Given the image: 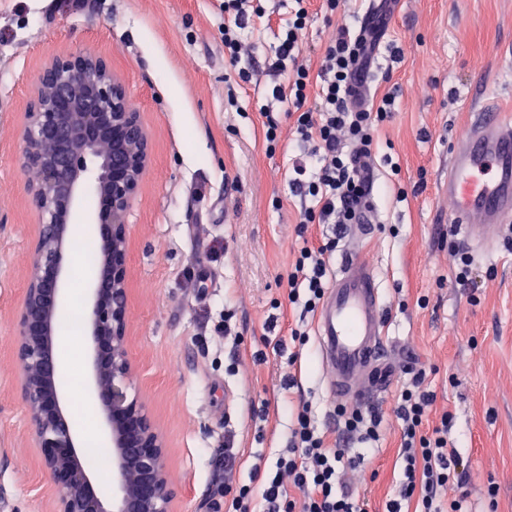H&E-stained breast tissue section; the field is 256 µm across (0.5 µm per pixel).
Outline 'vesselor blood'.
I'll use <instances>...</instances> for the list:
<instances>
[{"instance_id": "obj_1", "label": "vessel or blood", "mask_w": 512, "mask_h": 512, "mask_svg": "<svg viewBox=\"0 0 512 512\" xmlns=\"http://www.w3.org/2000/svg\"><path fill=\"white\" fill-rule=\"evenodd\" d=\"M444 193L448 222L471 251L496 246L512 223V114L480 108L469 132L454 141ZM328 388L337 401L366 404L389 385L384 304L374 270L351 249L317 317Z\"/></svg>"}]
</instances>
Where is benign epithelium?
<instances>
[{"label":"benign epithelium","instance_id":"1","mask_svg":"<svg viewBox=\"0 0 512 512\" xmlns=\"http://www.w3.org/2000/svg\"><path fill=\"white\" fill-rule=\"evenodd\" d=\"M17 163L38 237L16 321L15 356L27 430L51 480L54 512H173L167 451L147 404L130 394L127 215L150 163L148 134L121 79L102 56L54 57L40 71L20 128ZM99 158L88 175L86 156ZM95 207L83 211L84 198ZM91 226L98 272L83 312L91 345V396L112 447V505L82 463L65 407L55 337L66 302L73 225Z\"/></svg>","mask_w":512,"mask_h":512}]
</instances>
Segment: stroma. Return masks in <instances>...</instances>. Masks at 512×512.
I'll list each match as a JSON object with an SVG mask.
<instances>
[{
  "mask_svg": "<svg viewBox=\"0 0 512 512\" xmlns=\"http://www.w3.org/2000/svg\"><path fill=\"white\" fill-rule=\"evenodd\" d=\"M291 0H267L243 32L251 82L230 88L222 0H0V512H51L49 478L26 428L14 356L17 314L38 236L29 173L17 163L19 128L43 66L87 51L106 57L148 131L151 165L128 214L132 392L149 406L167 446L175 512L224 503V446L248 482L256 455L275 463L299 405L329 442L342 435L319 354L317 316L286 301L304 242L288 187L297 154L286 107L270 89L278 28ZM366 0H343L331 21L313 16L303 58L318 70L337 25L359 28ZM368 95L395 99L370 160L382 193L363 239L347 234L329 258L359 246L386 310L392 381L373 404L378 471L360 484L383 512L402 472L394 409L425 371L430 414L452 417L448 443L464 460L467 512H512V230L472 254L473 281L456 283L449 203V144L486 106L512 113V0H391ZM280 120L268 151L261 105ZM230 322L231 332L217 328ZM304 330L303 342L292 329ZM496 497H489V488Z\"/></svg>",
  "mask_w": 512,
  "mask_h": 512,
  "instance_id": "stroma-1",
  "label": "stroma"
}]
</instances>
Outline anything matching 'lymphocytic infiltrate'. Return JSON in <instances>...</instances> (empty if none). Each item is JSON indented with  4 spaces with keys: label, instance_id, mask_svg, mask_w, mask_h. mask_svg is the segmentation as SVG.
<instances>
[{
    "label": "lymphocytic infiltrate",
    "instance_id": "1",
    "mask_svg": "<svg viewBox=\"0 0 512 512\" xmlns=\"http://www.w3.org/2000/svg\"><path fill=\"white\" fill-rule=\"evenodd\" d=\"M306 0H295L287 23L278 34L272 72L288 76L287 85H273V99L286 103L293 117V136L303 149L289 180V190L301 201V224H330L334 235L320 245L303 246L288 275V301L313 312L325 295L326 258L336 251L348 225L357 223L361 207L371 206L374 191L357 158H370L380 123L391 117L395 101L386 96L365 105L364 77L370 69L375 44L361 30L338 27L326 46L319 73H312L301 56V44L310 15ZM258 0H224V55L240 82L252 79L240 67L242 32L250 16L263 14ZM423 376H415L397 401L401 423L402 480L385 503L384 512H403L405 502H415L418 512H463V498L442 500L441 488L453 483L463 460L448 445V420L428 425L433 396L425 390ZM237 456L224 451V493L230 496L228 512H366V503L348 476L366 479L372 458L343 446H330L301 409L291 432L290 446L274 466L259 461L255 471L265 472L260 486L234 481ZM302 500H295V493Z\"/></svg>",
    "mask_w": 512,
    "mask_h": 512
}]
</instances>
